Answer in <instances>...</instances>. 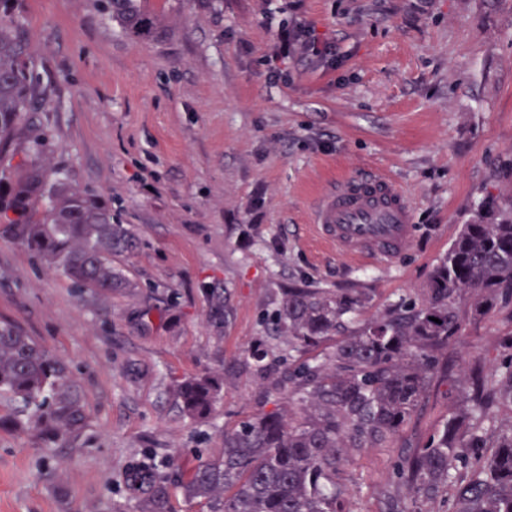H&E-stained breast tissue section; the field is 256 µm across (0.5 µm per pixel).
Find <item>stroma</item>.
I'll list each match as a JSON object with an SVG mask.
<instances>
[{"label":"stroma","instance_id":"1","mask_svg":"<svg viewBox=\"0 0 512 512\" xmlns=\"http://www.w3.org/2000/svg\"><path fill=\"white\" fill-rule=\"evenodd\" d=\"M164 33L141 39L103 0H16L28 53L50 91L9 151L45 160L112 205L133 236L112 255L129 288H75L0 224V323L63 361L89 419L45 444L0 401V512H133L134 460L224 453L262 381L240 360L282 289L364 288L365 316L425 288L487 194L512 199V0H137ZM302 22L336 48L270 68L277 32ZM380 170L409 198L414 234L395 262L351 265L315 239L317 195ZM225 293L215 306L213 293ZM512 334V306L467 325L482 353ZM201 373L223 397L202 420L173 388ZM458 404L434 392L407 436L421 443ZM388 454L351 460L353 512H372Z\"/></svg>","mask_w":512,"mask_h":512}]
</instances>
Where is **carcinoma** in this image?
<instances>
[{"mask_svg": "<svg viewBox=\"0 0 512 512\" xmlns=\"http://www.w3.org/2000/svg\"><path fill=\"white\" fill-rule=\"evenodd\" d=\"M14 2L0 0V184L10 189L0 224L75 287L110 296L127 285L110 257L130 246L112 208L42 163L45 144L17 164L7 153L33 101L44 96ZM105 9L138 36L160 33L135 0H107ZM369 302L363 288L283 290L263 318L288 352L270 360L257 346L244 357L246 368L273 383L252 416L224 431L221 457L201 458L182 472L187 500L204 501L211 512H348L345 465L379 449L397 460L376 512H512V422L498 419L502 406H512V336L468 361L459 356L466 326L512 303V208L484 201L421 293L355 323ZM458 369L467 372L460 406L423 444L412 445L408 427ZM222 389L219 377L204 374L182 380L175 395L184 413L202 419ZM274 392L298 412L286 420L265 410ZM1 396L45 441L76 438L86 425L66 366L9 323L0 325ZM124 480L136 512H172L159 466L132 462Z\"/></svg>", "mask_w": 512, "mask_h": 512, "instance_id": "obj_1", "label": "carcinoma"}]
</instances>
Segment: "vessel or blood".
Listing matches in <instances>:
<instances>
[{
  "mask_svg": "<svg viewBox=\"0 0 512 512\" xmlns=\"http://www.w3.org/2000/svg\"><path fill=\"white\" fill-rule=\"evenodd\" d=\"M412 212L386 175L342 178L318 199L311 216L317 236L354 264L392 261L409 243Z\"/></svg>",
  "mask_w": 512,
  "mask_h": 512,
  "instance_id": "b4317fda",
  "label": "vessel or blood"
}]
</instances>
